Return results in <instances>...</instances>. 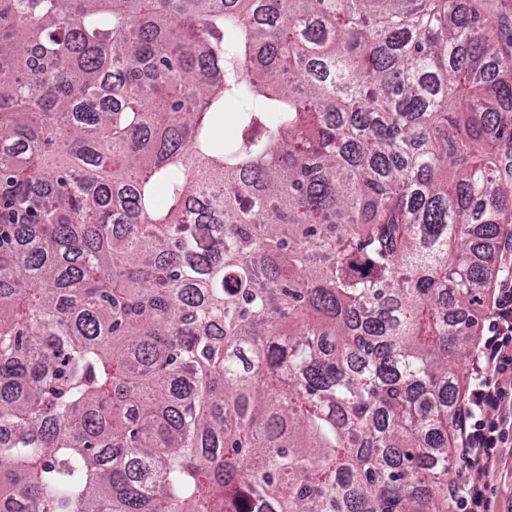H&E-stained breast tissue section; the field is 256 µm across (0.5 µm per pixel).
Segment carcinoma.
<instances>
[{"label": "carcinoma", "mask_w": 512, "mask_h": 512, "mask_svg": "<svg viewBox=\"0 0 512 512\" xmlns=\"http://www.w3.org/2000/svg\"><path fill=\"white\" fill-rule=\"evenodd\" d=\"M490 2L0 0V512H448Z\"/></svg>", "instance_id": "obj_1"}]
</instances>
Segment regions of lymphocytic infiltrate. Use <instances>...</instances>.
<instances>
[{"mask_svg":"<svg viewBox=\"0 0 512 512\" xmlns=\"http://www.w3.org/2000/svg\"><path fill=\"white\" fill-rule=\"evenodd\" d=\"M512 372V269L505 270L493 290L486 332L474 355L471 384L455 410L458 445L469 468L465 483L449 481L448 493L456 512H490L484 477L498 448L512 431L499 416L507 388L497 377Z\"/></svg>","mask_w":512,"mask_h":512,"instance_id":"obj_1","label":"lymphocytic infiltrate"}]
</instances>
